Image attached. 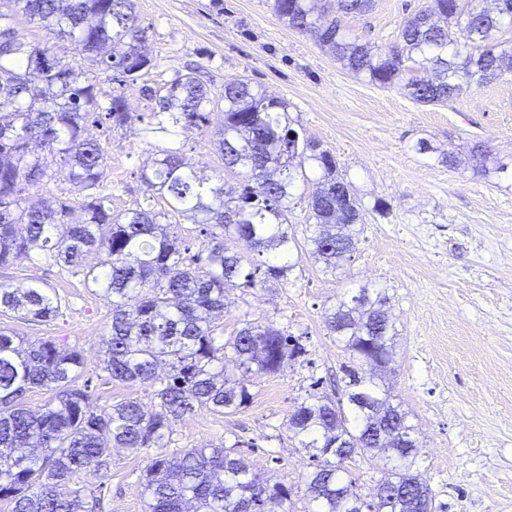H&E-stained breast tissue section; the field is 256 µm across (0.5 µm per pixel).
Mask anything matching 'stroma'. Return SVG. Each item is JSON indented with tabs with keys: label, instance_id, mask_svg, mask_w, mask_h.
Listing matches in <instances>:
<instances>
[{
	"label": "stroma",
	"instance_id": "stroma-1",
	"mask_svg": "<svg viewBox=\"0 0 512 512\" xmlns=\"http://www.w3.org/2000/svg\"><path fill=\"white\" fill-rule=\"evenodd\" d=\"M148 28L146 52L154 82L189 63L204 68L213 97L245 78L286 101L304 137L336 157L338 170L365 209L357 249L330 273L309 253L313 220L305 204L290 212L299 259L287 280L229 290L231 305L216 323L224 332L245 320L268 319L305 339V362L254 375L246 408L200 411L177 421L168 454L241 440L255 471L291 487L290 512H314L305 494L313 470L289 429L302 402L344 394L348 353L324 322L328 308L361 286L387 289L396 328V356L384 386L415 427L418 470L447 512H512V74L472 86L443 105L419 104L401 85L381 88L345 69L308 34L289 28L272 0H134ZM423 0H374L344 23L361 40L392 45L405 18ZM215 107L204 129L180 137L184 157L226 188L228 174L212 141L222 118ZM106 153L107 190L117 210L147 203L138 179L154 155L138 130L90 127ZM433 150L421 153L419 139ZM485 165L471 157L474 146ZM454 151L460 166L441 163ZM384 210H375V202ZM37 285L61 301L57 317L33 323L0 315V329L28 341L51 339L78 349L96 404L135 398L141 385L105 380L101 338L108 301L82 274L38 260L0 270V284ZM148 452L112 451L102 472L103 512H145L142 476Z\"/></svg>",
	"mask_w": 512,
	"mask_h": 512
}]
</instances>
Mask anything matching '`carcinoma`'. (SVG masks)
<instances>
[{"instance_id":"obj_1","label":"carcinoma","mask_w":512,"mask_h":512,"mask_svg":"<svg viewBox=\"0 0 512 512\" xmlns=\"http://www.w3.org/2000/svg\"><path fill=\"white\" fill-rule=\"evenodd\" d=\"M427 0L400 26L397 42L382 48L362 42L344 18L370 10L372 0H274L288 27L312 34L351 73L387 87L403 83L421 104L446 103L472 85L512 73V44L498 39L512 26V0ZM22 16L55 33L65 44L33 46L13 35ZM147 29L134 0H0V269L36 255L67 271H80L111 305L101 370L121 384H147L153 404L137 399L99 406L81 383V353L52 340L23 344L0 330V499L12 512H94V489L74 482L85 471L96 477L109 468L112 448L152 450L144 473L147 512H271L290 501V489L254 473L235 449L239 441L212 448L166 453L175 422L199 410L235 413L251 400L255 374L278 373L307 354L299 338L265 319L245 321L218 336L215 316L228 308L227 290L281 281L296 265L295 236L288 213L307 200L314 231L310 254L334 272L351 260L364 224V210L336 157L312 145L291 127L288 103L269 97L246 79L224 83V117L214 146L224 167L242 178L237 194L190 166L179 147L156 148L152 165L139 173L149 197L167 210L147 205L115 212L103 191L106 158L88 127L107 122L132 126L121 92L101 100L83 63L109 74L118 85L136 84L154 68L143 50ZM149 121L139 132L146 144L210 124L216 101L185 67L161 85L145 83ZM38 146L43 153L32 150ZM65 167L82 194L81 222L70 220L72 201L45 204L41 190L51 165ZM198 225L203 248L190 254L170 214ZM247 243L264 261L244 259L234 249ZM105 255L87 267L90 252ZM386 290L363 285L325 313L327 329L343 343L352 362L369 356L394 362L395 324L379 322ZM58 299L39 286H0V312L24 321L57 316ZM166 366L165 375L158 367ZM344 396L337 410L302 403L289 419L294 438L311 451L314 470L306 492L314 512H354L346 463L379 456L372 439L386 418L368 411L364 394L381 403L409 433L415 428L401 405L372 378L344 366ZM34 388L52 393L34 412L24 398ZM340 431L351 448L325 446ZM371 512H442L436 493L414 470L419 440L389 449Z\"/></svg>"}]
</instances>
